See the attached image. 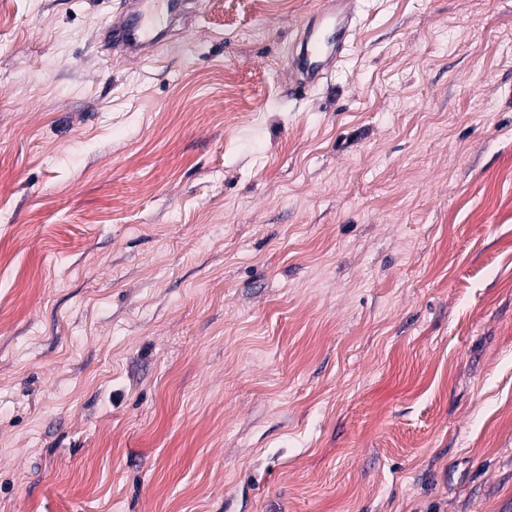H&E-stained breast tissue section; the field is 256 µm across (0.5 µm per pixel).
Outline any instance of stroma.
I'll list each match as a JSON object with an SVG mask.
<instances>
[{"label": "stroma", "mask_w": 512, "mask_h": 512, "mask_svg": "<svg viewBox=\"0 0 512 512\" xmlns=\"http://www.w3.org/2000/svg\"><path fill=\"white\" fill-rule=\"evenodd\" d=\"M0 0V512H512V0ZM129 9L113 26V46L127 54L150 56L172 23L187 11L183 0H131ZM364 1L331 0V6L308 18L288 56V71L298 89L326 78L352 47L358 12Z\"/></svg>", "instance_id": "35a3bbf8"}]
</instances>
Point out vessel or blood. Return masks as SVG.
<instances>
[{
    "label": "vessel or blood",
    "mask_w": 512,
    "mask_h": 512,
    "mask_svg": "<svg viewBox=\"0 0 512 512\" xmlns=\"http://www.w3.org/2000/svg\"><path fill=\"white\" fill-rule=\"evenodd\" d=\"M361 0H331L303 24L288 56L296 88L315 87L345 58L352 47ZM187 11L186 0H130L113 26V44L127 54L150 56L172 23Z\"/></svg>",
    "instance_id": "b4317fda"
}]
</instances>
